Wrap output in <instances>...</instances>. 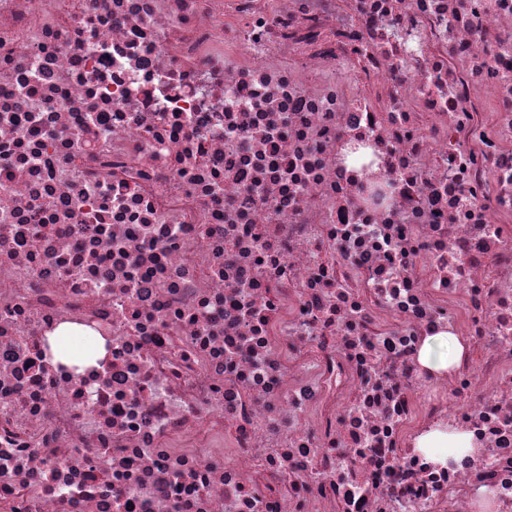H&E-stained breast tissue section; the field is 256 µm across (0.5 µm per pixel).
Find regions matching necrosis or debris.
<instances>
[{"instance_id": "necrosis-or-debris-1", "label": "necrosis or debris", "mask_w": 512, "mask_h": 512, "mask_svg": "<svg viewBox=\"0 0 512 512\" xmlns=\"http://www.w3.org/2000/svg\"><path fill=\"white\" fill-rule=\"evenodd\" d=\"M0 512H512V0H0ZM446 336L448 339L447 333H441L426 340L419 353V361L424 367L437 371L448 369L451 363H448L440 351ZM419 448H465L466 435L451 434L444 435L439 432H432L422 436L418 441Z\"/></svg>"}]
</instances>
